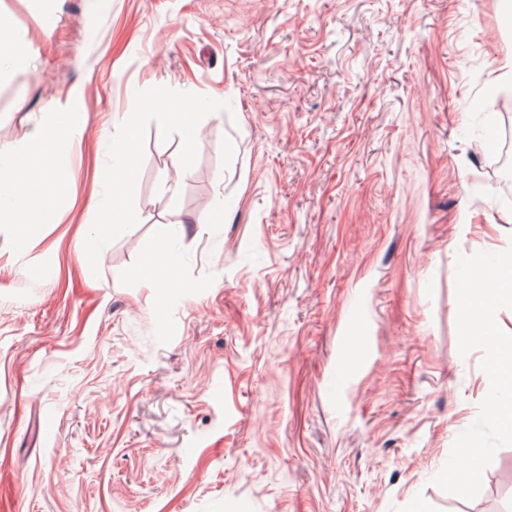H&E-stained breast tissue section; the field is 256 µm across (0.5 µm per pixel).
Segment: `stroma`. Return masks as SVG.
Segmentation results:
<instances>
[{
    "instance_id": "35a3bbf8",
    "label": "stroma",
    "mask_w": 512,
    "mask_h": 512,
    "mask_svg": "<svg viewBox=\"0 0 512 512\" xmlns=\"http://www.w3.org/2000/svg\"><path fill=\"white\" fill-rule=\"evenodd\" d=\"M0 47L58 185L0 196V512H478L431 479L490 387L456 256L512 246L504 0H0ZM115 127L119 132V137L112 138L113 164L110 168L111 178L108 201L99 199L93 202V207L103 213L109 211V204L112 202V193L115 194L122 188L125 181L124 177L129 173L132 166V159L130 158L128 151L134 138L135 124L131 121L119 122L115 124ZM117 179H121L120 182H116ZM116 183H118V185L114 186Z\"/></svg>"
}]
</instances>
